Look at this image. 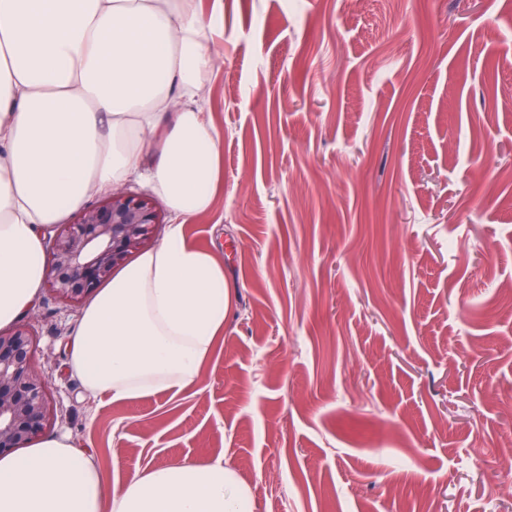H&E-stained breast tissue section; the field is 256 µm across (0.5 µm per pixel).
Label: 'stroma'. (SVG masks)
Listing matches in <instances>:
<instances>
[{
  "instance_id": "1",
  "label": "stroma",
  "mask_w": 512,
  "mask_h": 512,
  "mask_svg": "<svg viewBox=\"0 0 512 512\" xmlns=\"http://www.w3.org/2000/svg\"><path fill=\"white\" fill-rule=\"evenodd\" d=\"M223 2L195 97L221 181L185 234L224 334L199 392L98 400L42 288L48 434L109 490L192 458L252 512H512V0Z\"/></svg>"
}]
</instances>
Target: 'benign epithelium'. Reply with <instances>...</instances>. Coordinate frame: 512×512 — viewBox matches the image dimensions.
Wrapping results in <instances>:
<instances>
[{
    "label": "benign epithelium",
    "mask_w": 512,
    "mask_h": 512,
    "mask_svg": "<svg viewBox=\"0 0 512 512\" xmlns=\"http://www.w3.org/2000/svg\"><path fill=\"white\" fill-rule=\"evenodd\" d=\"M162 223L164 214L150 198L112 189L49 238V289L73 306L82 304ZM35 353L30 328L0 330V455L36 440L50 421L48 381L35 365Z\"/></svg>",
    "instance_id": "benign-epithelium-1"
}]
</instances>
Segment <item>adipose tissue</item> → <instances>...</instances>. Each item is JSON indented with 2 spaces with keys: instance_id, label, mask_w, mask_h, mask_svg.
<instances>
[{
  "instance_id": "obj_1",
  "label": "adipose tissue",
  "mask_w": 512,
  "mask_h": 512,
  "mask_svg": "<svg viewBox=\"0 0 512 512\" xmlns=\"http://www.w3.org/2000/svg\"><path fill=\"white\" fill-rule=\"evenodd\" d=\"M218 13L191 0H0V328L34 307L45 241L134 173L171 221L160 244L109 279L73 331L69 369L112 402L196 391L224 330V268L190 246L208 211L222 139L193 100L214 61ZM247 487L222 462L186 459L106 490L68 438L0 456V512H246Z\"/></svg>"
}]
</instances>
